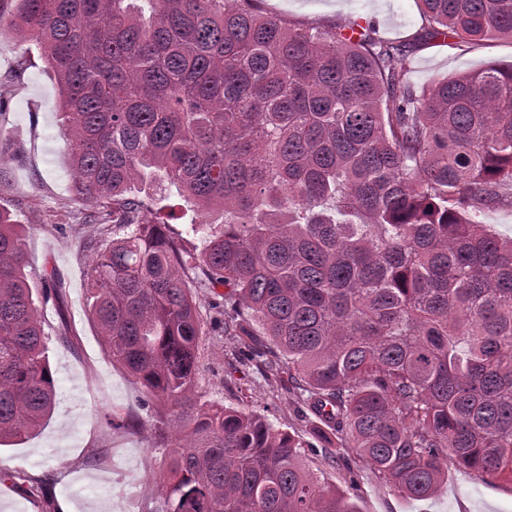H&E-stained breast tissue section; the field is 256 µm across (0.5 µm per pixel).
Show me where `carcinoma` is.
<instances>
[{
	"mask_svg": "<svg viewBox=\"0 0 512 512\" xmlns=\"http://www.w3.org/2000/svg\"><path fill=\"white\" fill-rule=\"evenodd\" d=\"M17 0L54 71L74 199L97 208L87 312L177 436L157 512H357L265 416L201 399L204 319L288 389L328 448L402 496L448 461L512 483V64L420 93L409 46L289 27L247 0ZM424 40L512 38V0H418ZM173 186L198 252L149 217ZM21 225L0 213V447L56 406ZM473 219L478 224H490L492 230L502 236L512 237V208L490 207L486 208ZM188 285L192 288L194 300L199 307L200 312L206 318V315L209 316V312L211 311V307L214 304V295L211 292V288H207L204 285V282H201V277L193 271H189L187 274Z\"/></svg>",
	"mask_w": 512,
	"mask_h": 512,
	"instance_id": "1",
	"label": "carcinoma"
}]
</instances>
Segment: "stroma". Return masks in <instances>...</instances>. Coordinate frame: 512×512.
Here are the masks:
<instances>
[{
    "mask_svg": "<svg viewBox=\"0 0 512 512\" xmlns=\"http://www.w3.org/2000/svg\"><path fill=\"white\" fill-rule=\"evenodd\" d=\"M259 12L292 26L333 29L356 20L377 38L410 45L406 79L415 90L489 63H512V40L478 45L414 46L425 24L417 0H254ZM59 94L39 46L19 47L0 35V141L14 157L0 166V210L22 224L35 290L45 278L62 286L60 298L41 304L57 406L40 432L0 448V512H155L160 490L152 479L168 455L173 426L158 427L141 404L131 376L113 364L86 312L90 206L75 201L64 159L65 131ZM153 209L174 208L166 228L183 247L200 246L188 232L201 216L177 192L154 194ZM198 391L205 400L264 414L276 427L303 439L304 461L322 481L352 494L358 512H512V483L456 463L430 498L408 499L378 479L349 447L327 453L313 435L297 399L283 383L242 362L220 329L205 325L200 338ZM129 414L128 430L106 427L110 410Z\"/></svg>",
    "mask_w": 512,
    "mask_h": 512,
    "instance_id": "1",
    "label": "stroma"
}]
</instances>
